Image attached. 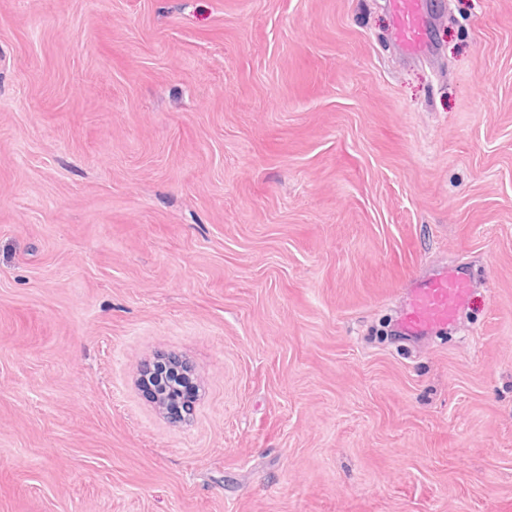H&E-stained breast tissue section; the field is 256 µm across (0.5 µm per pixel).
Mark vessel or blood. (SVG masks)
<instances>
[{
  "instance_id": "1",
  "label": "vessel or blood",
  "mask_w": 512,
  "mask_h": 512,
  "mask_svg": "<svg viewBox=\"0 0 512 512\" xmlns=\"http://www.w3.org/2000/svg\"><path fill=\"white\" fill-rule=\"evenodd\" d=\"M392 37L403 58L414 61L433 53L428 30L432 24L426 0H389ZM474 297L468 268L451 265L414 279L405 288L395 320L405 336H431L459 327Z\"/></svg>"
}]
</instances>
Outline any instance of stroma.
Segmentation results:
<instances>
[{
	"instance_id": "35a3bbf8",
	"label": "stroma",
	"mask_w": 512,
	"mask_h": 512,
	"mask_svg": "<svg viewBox=\"0 0 512 512\" xmlns=\"http://www.w3.org/2000/svg\"><path fill=\"white\" fill-rule=\"evenodd\" d=\"M428 3L0 0V512H512V0ZM392 37L403 58L414 61L433 53L428 30L436 20L427 12L426 0H389ZM474 298L472 275L461 265L444 266L414 279L404 289L395 320L408 337L432 336L458 328L465 308ZM162 383H170L179 394L173 400H161ZM139 386L148 394L150 401L164 409L172 420H179L185 413V406L192 404L198 388L189 367L172 363L168 357H159L141 371Z\"/></svg>"
}]
</instances>
